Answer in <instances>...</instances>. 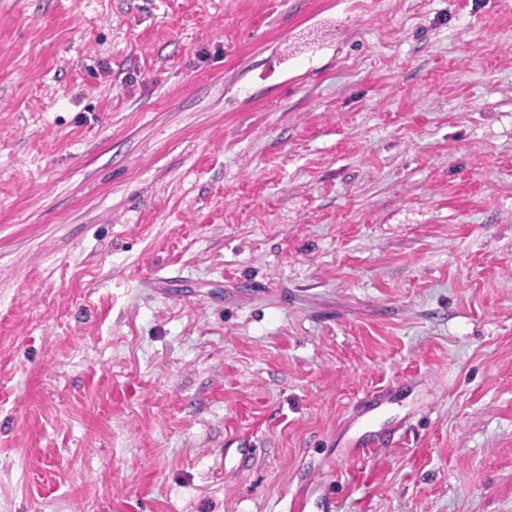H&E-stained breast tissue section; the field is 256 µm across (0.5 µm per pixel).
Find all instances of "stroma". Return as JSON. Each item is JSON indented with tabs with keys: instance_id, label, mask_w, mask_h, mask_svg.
Masks as SVG:
<instances>
[{
	"instance_id": "obj_1",
	"label": "stroma",
	"mask_w": 512,
	"mask_h": 512,
	"mask_svg": "<svg viewBox=\"0 0 512 512\" xmlns=\"http://www.w3.org/2000/svg\"><path fill=\"white\" fill-rule=\"evenodd\" d=\"M0 512H512V0H0Z\"/></svg>"
}]
</instances>
